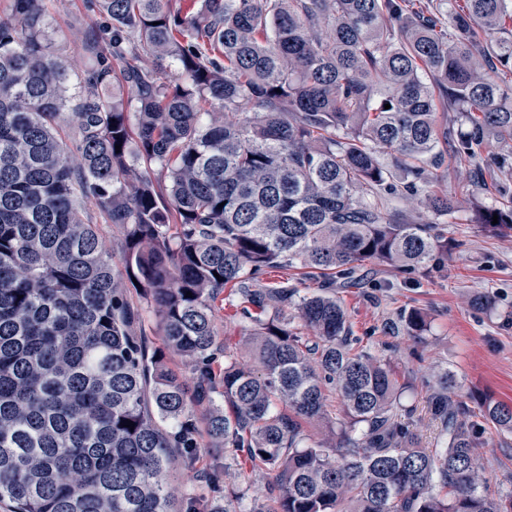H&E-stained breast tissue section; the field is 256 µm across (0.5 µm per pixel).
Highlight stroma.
I'll use <instances>...</instances> for the list:
<instances>
[{"label":"stroma","mask_w":512,"mask_h":512,"mask_svg":"<svg viewBox=\"0 0 512 512\" xmlns=\"http://www.w3.org/2000/svg\"><path fill=\"white\" fill-rule=\"evenodd\" d=\"M44 10L53 49L74 73H82L88 62L84 31L93 26L109 34L108 21L90 12L87 0H44ZM356 275L358 285L336 288L335 294L364 348L391 358L399 381L406 383L401 401L414 407L426 447H436L446 436L428 408L441 373L454 376V397L471 411L486 400L512 405V230L491 233L468 209L449 218L448 249L427 269L405 272L369 262ZM476 294L489 296L492 309H473L469 299ZM411 309L426 315L425 334L407 332L401 315ZM479 428L476 465L491 493L510 494L512 433L486 422ZM197 441L193 458L178 459L173 472L176 494L192 503L193 512H213L229 488L242 494L244 506L266 501L265 479L225 475L224 461L211 453L207 435Z\"/></svg>","instance_id":"1"}]
</instances>
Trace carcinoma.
Wrapping results in <instances>:
<instances>
[{
	"mask_svg": "<svg viewBox=\"0 0 512 512\" xmlns=\"http://www.w3.org/2000/svg\"><path fill=\"white\" fill-rule=\"evenodd\" d=\"M174 2L88 0L112 40L104 51L88 31L76 77L47 41L43 0L0 16V508L179 512L170 469L203 431L270 479L273 508L235 495L219 512H512L475 466L478 426L448 396L454 379L430 398L448 431L430 450L390 361L360 349L327 292L367 262L413 271L448 250L440 225L466 208L439 188L448 154L497 185L477 223L512 230V0H465L446 23L413 0ZM394 199L433 221L404 219ZM83 201L122 229L123 269ZM283 264L324 291L251 288ZM135 281L161 349L137 332ZM228 286L247 366L219 341ZM404 323L418 336L427 319ZM483 417L512 432V406L486 402ZM313 421L335 445L305 433Z\"/></svg>",
	"mask_w": 512,
	"mask_h": 512,
	"instance_id": "carcinoma-1",
	"label": "carcinoma"
}]
</instances>
